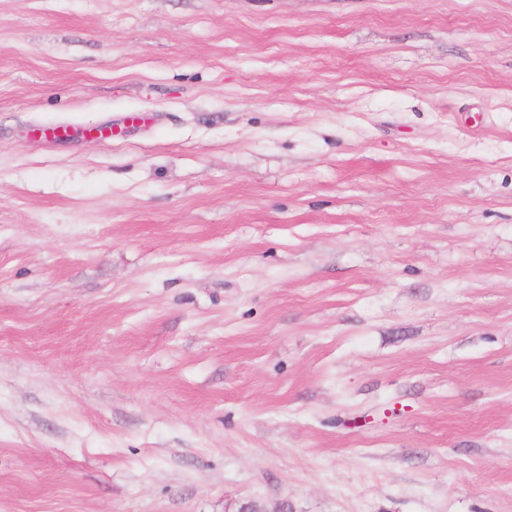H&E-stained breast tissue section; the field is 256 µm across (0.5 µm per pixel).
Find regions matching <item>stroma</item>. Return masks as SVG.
<instances>
[{"label":"stroma","mask_w":512,"mask_h":512,"mask_svg":"<svg viewBox=\"0 0 512 512\" xmlns=\"http://www.w3.org/2000/svg\"><path fill=\"white\" fill-rule=\"evenodd\" d=\"M246 500L512 512V0H0V512Z\"/></svg>","instance_id":"stroma-1"}]
</instances>
